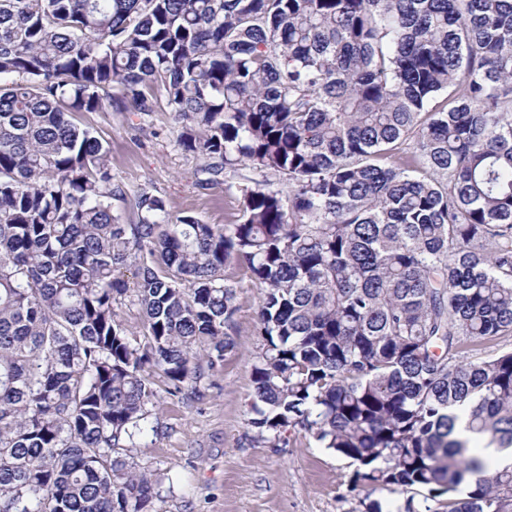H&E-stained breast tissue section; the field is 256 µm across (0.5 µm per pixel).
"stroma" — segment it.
Returning <instances> with one entry per match:
<instances>
[{"label": "stroma", "instance_id": "1", "mask_svg": "<svg viewBox=\"0 0 512 512\" xmlns=\"http://www.w3.org/2000/svg\"><path fill=\"white\" fill-rule=\"evenodd\" d=\"M78 120L105 141L114 182L124 193L113 209L125 222H136L128 202L144 189L162 197L175 216L223 225L238 218L235 191L220 184L197 188L200 161L177 146L170 113L92 112ZM224 280L238 289L234 349L205 369L195 392L173 397L156 382L151 413L158 430L130 454L134 467L152 478L153 512H365L370 501L389 500L387 491L370 485L349 488L348 460L314 442L292 436L284 448L251 444L249 401L252 366L262 353L255 324L263 290L234 265L225 267Z\"/></svg>", "mask_w": 512, "mask_h": 512}]
</instances>
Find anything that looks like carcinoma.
<instances>
[{"instance_id": "1", "label": "carcinoma", "mask_w": 512, "mask_h": 512, "mask_svg": "<svg viewBox=\"0 0 512 512\" xmlns=\"http://www.w3.org/2000/svg\"><path fill=\"white\" fill-rule=\"evenodd\" d=\"M2 78L0 512H151L117 453L155 377L235 347L232 264L265 288L252 442L423 493L367 512H512V350L463 356L512 333V0H0ZM107 109L171 113L201 189L256 174L239 219L144 189L125 223L74 121Z\"/></svg>"}]
</instances>
